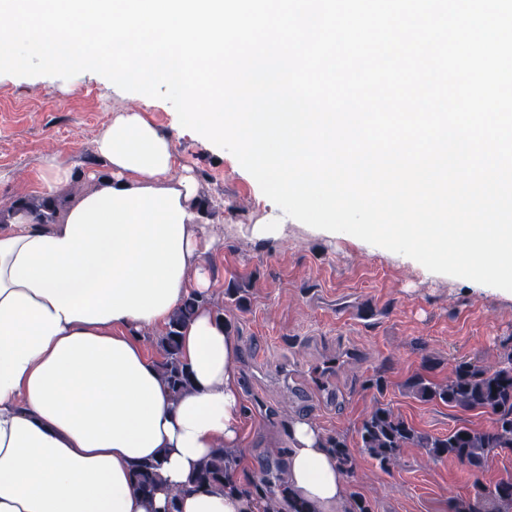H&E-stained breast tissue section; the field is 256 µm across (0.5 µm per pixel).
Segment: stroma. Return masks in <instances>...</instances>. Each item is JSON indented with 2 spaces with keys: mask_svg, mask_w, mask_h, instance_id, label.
<instances>
[{
  "mask_svg": "<svg viewBox=\"0 0 512 512\" xmlns=\"http://www.w3.org/2000/svg\"><path fill=\"white\" fill-rule=\"evenodd\" d=\"M137 111L173 133L177 164L192 169L197 195L210 208L207 291L231 323L242 399L243 436L234 474L242 486L288 465L289 433L304 421L356 448L357 430L379 406L418 430L442 436L456 427L484 428L491 414L425 402L403 384L421 373L436 382L463 360L498 366L512 351V293L447 275L339 233L328 236L287 220L229 152L180 125L162 99L125 92L94 72L64 80L0 74V209L33 195L45 159L58 156L71 177L97 185L107 163L95 150L116 116ZM281 220L279 237L258 240L252 224ZM256 277L247 303L224 297L235 280ZM347 477L346 497L372 512H448L475 484L512 475V451L468 471L408 448L381 469L368 456Z\"/></svg>",
  "mask_w": 512,
  "mask_h": 512,
  "instance_id": "obj_1",
  "label": "stroma"
}]
</instances>
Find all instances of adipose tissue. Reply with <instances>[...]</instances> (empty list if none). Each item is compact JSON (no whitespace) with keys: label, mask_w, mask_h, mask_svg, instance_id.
Masks as SVG:
<instances>
[{"label":"adipose tissue","mask_w":512,"mask_h":512,"mask_svg":"<svg viewBox=\"0 0 512 512\" xmlns=\"http://www.w3.org/2000/svg\"><path fill=\"white\" fill-rule=\"evenodd\" d=\"M110 175L50 225L0 226V512H257L247 497L188 486L196 463L241 438L233 336L207 310L182 331L195 389L171 402L139 332L167 322L209 280L196 181L174 141L125 112L96 142ZM196 278H188L189 268ZM291 488L333 512L345 476L318 429L291 428ZM160 462L145 498L135 467Z\"/></svg>","instance_id":"1"}]
</instances>
